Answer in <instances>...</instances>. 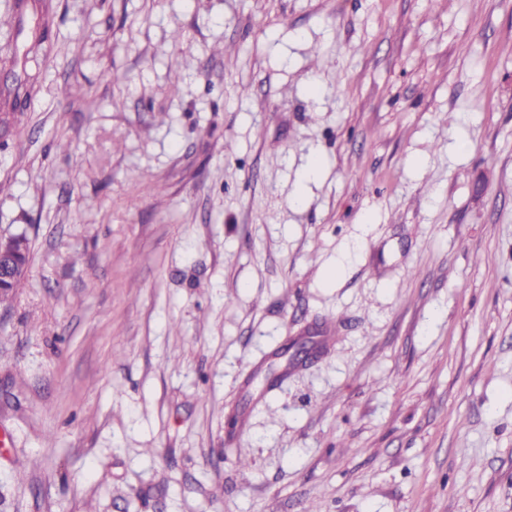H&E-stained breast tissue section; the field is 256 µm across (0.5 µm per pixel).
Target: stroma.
<instances>
[{
  "mask_svg": "<svg viewBox=\"0 0 512 512\" xmlns=\"http://www.w3.org/2000/svg\"><path fill=\"white\" fill-rule=\"evenodd\" d=\"M6 42L0 512H512V0H0ZM23 242L15 237L0 239V285L11 281L19 270L18 257L23 254Z\"/></svg>",
  "mask_w": 512,
  "mask_h": 512,
  "instance_id": "obj_1",
  "label": "stroma"
}]
</instances>
